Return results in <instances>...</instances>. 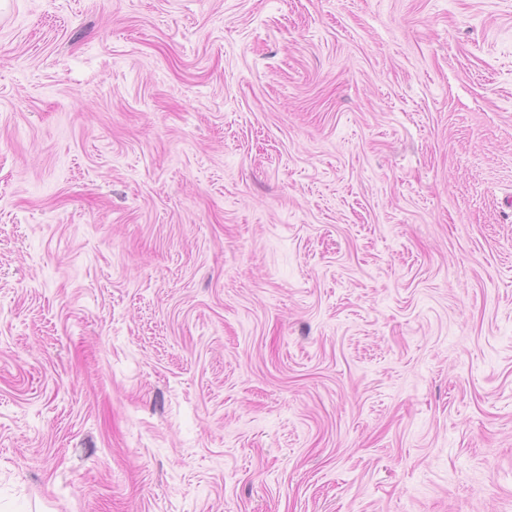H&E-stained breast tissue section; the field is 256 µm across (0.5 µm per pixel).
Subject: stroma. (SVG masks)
I'll use <instances>...</instances> for the list:
<instances>
[{"mask_svg":"<svg viewBox=\"0 0 512 512\" xmlns=\"http://www.w3.org/2000/svg\"><path fill=\"white\" fill-rule=\"evenodd\" d=\"M0 512H512V0H0Z\"/></svg>","mask_w":512,"mask_h":512,"instance_id":"35a3bbf8","label":"stroma"}]
</instances>
